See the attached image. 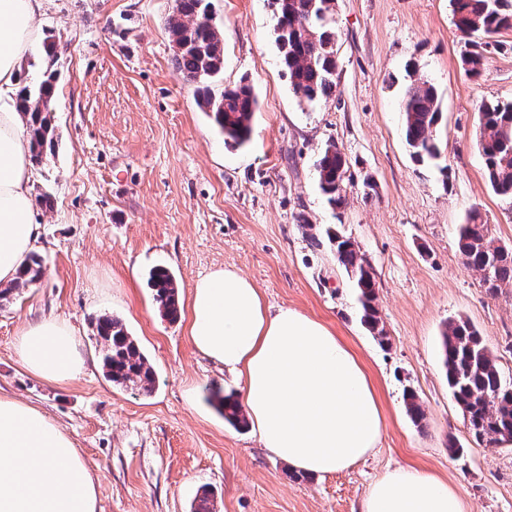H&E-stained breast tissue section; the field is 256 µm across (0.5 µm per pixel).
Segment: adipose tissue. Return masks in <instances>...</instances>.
I'll return each instance as SVG.
<instances>
[{
	"label": "adipose tissue",
	"instance_id": "adipose-tissue-1",
	"mask_svg": "<svg viewBox=\"0 0 512 512\" xmlns=\"http://www.w3.org/2000/svg\"><path fill=\"white\" fill-rule=\"evenodd\" d=\"M44 0H0V99L21 90V60L36 39ZM29 135L19 113L0 108V284L16 280L42 226L34 211ZM188 338L223 362L263 446L293 469L323 476L376 448L383 417L361 360L323 322L298 310L270 311L235 269L217 268L193 285ZM34 376L65 383L83 360L72 329L46 317L17 340ZM0 512H97L94 478L69 436L42 410L0 395ZM360 512H466L447 481L414 466L387 471Z\"/></svg>",
	"mask_w": 512,
	"mask_h": 512
}]
</instances>
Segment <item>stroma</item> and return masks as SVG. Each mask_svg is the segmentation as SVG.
I'll use <instances>...</instances> for the list:
<instances>
[{
    "label": "stroma",
    "instance_id": "35a3bbf8",
    "mask_svg": "<svg viewBox=\"0 0 512 512\" xmlns=\"http://www.w3.org/2000/svg\"><path fill=\"white\" fill-rule=\"evenodd\" d=\"M175 0H47L40 40L21 74L39 78L41 40L53 37L54 145L34 183L41 280L0 302V393L36 406L72 438L95 479L98 512H191L212 492L219 512H359L370 484L401 465L454 487L469 512H512V447L474 443L441 369V331L475 325L512 377V290L492 296L457 251L459 224L479 210L498 244L512 246V208L489 188L476 147L478 108L512 101V52L488 51L478 77L449 0H336L338 77L332 97L299 101L281 72L268 0H212L224 30V72L214 92L248 80L258 108L250 143L226 146L176 75L166 20ZM415 63L438 90L440 156L423 165L402 132V75ZM335 141L348 163L346 202L331 212L314 162ZM371 177L374 192L363 186ZM307 224H299L298 214ZM359 245L376 278L389 338L382 346L355 317L345 272L311 230L332 225ZM241 271L270 310L295 308L354 350L384 416L380 442L346 469L301 482L235 428L210 401L237 393L223 364L194 350L186 319L160 317L149 271L169 269L180 299L212 269ZM120 318L157 372L151 395L113 386L98 356L96 320ZM47 316L75 331L80 373L54 384L20 363L16 340ZM417 393L422 426L403 394ZM463 449L448 455L449 439Z\"/></svg>",
    "mask_w": 512,
    "mask_h": 512
}]
</instances>
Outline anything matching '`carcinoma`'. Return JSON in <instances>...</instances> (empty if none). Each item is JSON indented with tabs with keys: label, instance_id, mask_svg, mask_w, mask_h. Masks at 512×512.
<instances>
[{
	"label": "carcinoma",
	"instance_id": "cac0c4a2",
	"mask_svg": "<svg viewBox=\"0 0 512 512\" xmlns=\"http://www.w3.org/2000/svg\"><path fill=\"white\" fill-rule=\"evenodd\" d=\"M334 0H270L274 17L288 12V22L274 27L275 43L284 74L295 97L316 103L330 97L338 76L337 32ZM456 29L475 39L474 50L463 59L466 72L477 77L484 55L480 40L495 51H512V44L495 35L512 29V0H449ZM169 36L177 44L173 67L178 76L196 85L200 109L212 115L225 142L237 146L249 143L257 99L251 85L242 81L225 87L215 95L212 81L224 69V31L213 22L211 0H177L168 18ZM56 72L47 69L38 80L23 86L16 110L25 120L33 148V158L41 162L52 140L42 136L50 124L49 104L54 93ZM405 142L417 163L440 156L436 132L441 119L440 98L436 87L424 78H410L401 99ZM478 150L490 188L512 206V103L484 102L479 106ZM318 188L331 210L342 208L347 193V161L335 141L321 149L315 161ZM336 263L352 282L357 295L360 323L379 344L387 341L377 307V289L372 265L359 246L340 232L325 230ZM310 240L325 243L315 234ZM457 248L464 265L480 275L482 286L491 296L512 288V247L499 246L489 236L479 211L460 225ZM43 259L32 254L18 280L0 289V299L28 287L40 279ZM149 287L160 312L174 322L180 316L178 285L164 268L149 272ZM99 357L106 378L139 395H149L156 383V372L122 321L102 317L97 323ZM441 366L452 398L461 410L469 434L479 444H495L501 437L512 439V379L506 378L479 330L469 321L450 319L441 334ZM406 412L420 426L425 412L417 394L404 395ZM224 421L233 426L247 424L242 405L233 396L224 397Z\"/></svg>",
	"mask_w": 512,
	"mask_h": 512
}]
</instances>
